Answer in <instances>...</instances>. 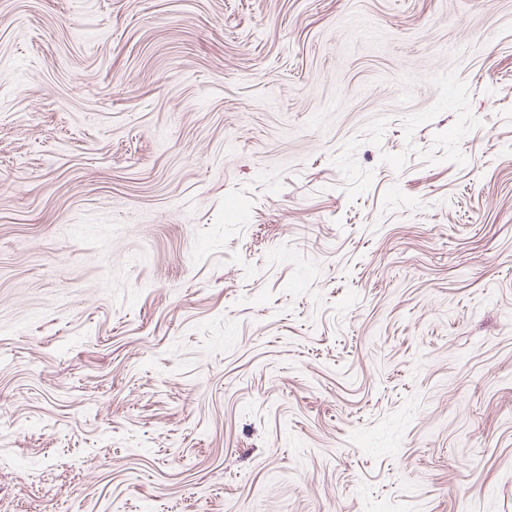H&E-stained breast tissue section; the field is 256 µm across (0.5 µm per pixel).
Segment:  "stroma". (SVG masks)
I'll return each mask as SVG.
<instances>
[{"instance_id": "obj_1", "label": "stroma", "mask_w": 512, "mask_h": 512, "mask_svg": "<svg viewBox=\"0 0 512 512\" xmlns=\"http://www.w3.org/2000/svg\"><path fill=\"white\" fill-rule=\"evenodd\" d=\"M0 512H512V0H0Z\"/></svg>"}]
</instances>
